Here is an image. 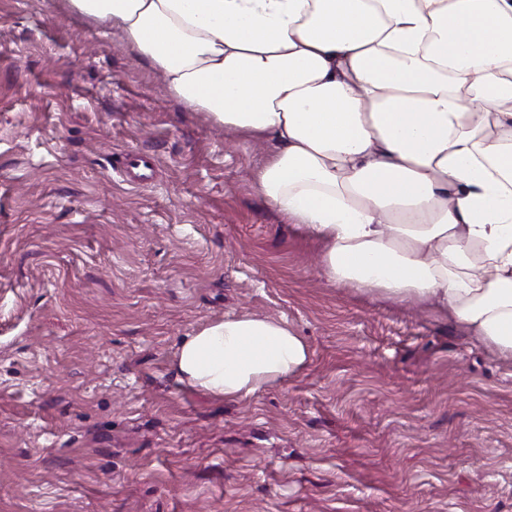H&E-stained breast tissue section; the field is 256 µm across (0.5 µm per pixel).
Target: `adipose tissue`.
Wrapping results in <instances>:
<instances>
[{"label":"adipose tissue","mask_w":512,"mask_h":512,"mask_svg":"<svg viewBox=\"0 0 512 512\" xmlns=\"http://www.w3.org/2000/svg\"><path fill=\"white\" fill-rule=\"evenodd\" d=\"M181 104L270 142L266 203L326 281L429 302L512 360V0H66ZM287 323L183 338L179 380L239 399L299 375Z\"/></svg>","instance_id":"obj_1"}]
</instances>
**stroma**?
Listing matches in <instances>:
<instances>
[{"mask_svg":"<svg viewBox=\"0 0 512 512\" xmlns=\"http://www.w3.org/2000/svg\"><path fill=\"white\" fill-rule=\"evenodd\" d=\"M270 156L63 0H0V512H512V362L323 279ZM240 312L304 371L180 382V341Z\"/></svg>","mask_w":512,"mask_h":512,"instance_id":"1","label":"stroma"}]
</instances>
